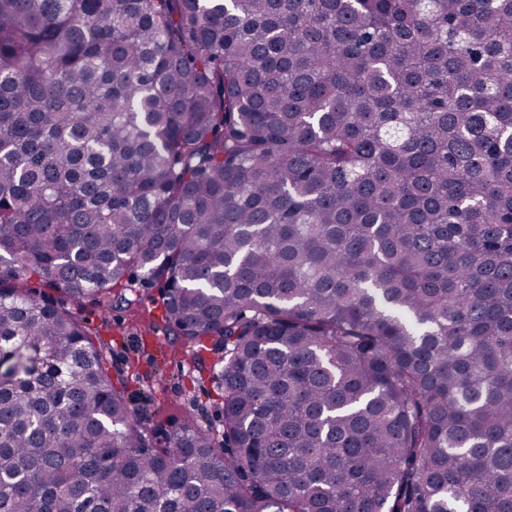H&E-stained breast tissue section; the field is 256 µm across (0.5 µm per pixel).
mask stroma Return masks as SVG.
I'll return each instance as SVG.
<instances>
[{
    "label": "stroma",
    "mask_w": 512,
    "mask_h": 512,
    "mask_svg": "<svg viewBox=\"0 0 512 512\" xmlns=\"http://www.w3.org/2000/svg\"><path fill=\"white\" fill-rule=\"evenodd\" d=\"M138 298L133 308L109 313L88 299L68 307L107 344L109 361L120 370L131 407L146 428L193 419L220 431V350L203 352V365H196L194 346L172 341L163 328L157 290L139 289Z\"/></svg>",
    "instance_id": "35a3bbf8"
}]
</instances>
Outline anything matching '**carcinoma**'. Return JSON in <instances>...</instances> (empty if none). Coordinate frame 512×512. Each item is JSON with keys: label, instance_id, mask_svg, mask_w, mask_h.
Wrapping results in <instances>:
<instances>
[{"label": "carcinoma", "instance_id": "obj_1", "mask_svg": "<svg viewBox=\"0 0 512 512\" xmlns=\"http://www.w3.org/2000/svg\"><path fill=\"white\" fill-rule=\"evenodd\" d=\"M155 287L224 445L51 297ZM0 512H512V0H0Z\"/></svg>", "mask_w": 512, "mask_h": 512}]
</instances>
